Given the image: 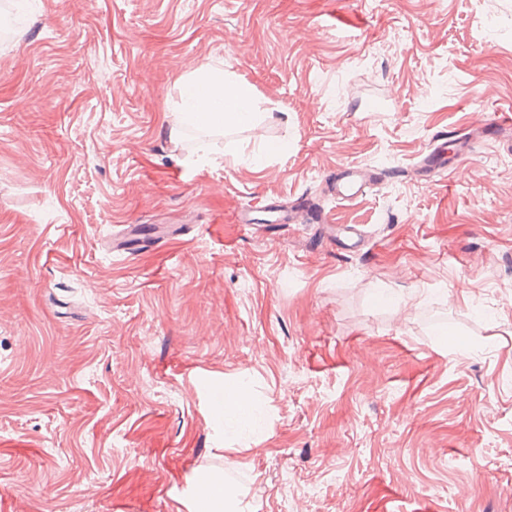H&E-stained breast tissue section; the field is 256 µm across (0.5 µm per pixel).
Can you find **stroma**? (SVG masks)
Segmentation results:
<instances>
[{
    "label": "stroma",
    "mask_w": 512,
    "mask_h": 512,
    "mask_svg": "<svg viewBox=\"0 0 512 512\" xmlns=\"http://www.w3.org/2000/svg\"><path fill=\"white\" fill-rule=\"evenodd\" d=\"M10 7L0 512H197L213 471L236 512H512V131L412 174L512 112V0ZM207 64L257 119L171 138ZM349 164L392 176L340 201ZM313 189L312 223L236 221ZM237 388L245 426L210 405ZM512 127V114L510 112L484 111L479 114L478 125L473 129L477 137L481 136L485 131L488 135L493 134L500 128Z\"/></svg>",
    "instance_id": "obj_1"
}]
</instances>
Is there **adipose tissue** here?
<instances>
[{
    "mask_svg": "<svg viewBox=\"0 0 512 512\" xmlns=\"http://www.w3.org/2000/svg\"><path fill=\"white\" fill-rule=\"evenodd\" d=\"M179 97L177 124L170 129L174 135L183 125L221 130L250 125L256 119L252 87L226 81L223 70L216 66L206 65L183 77Z\"/></svg>",
    "mask_w": 512,
    "mask_h": 512,
    "instance_id": "obj_1",
    "label": "adipose tissue"
}]
</instances>
